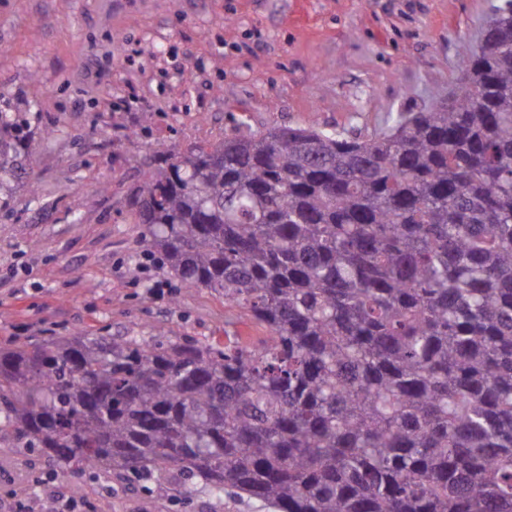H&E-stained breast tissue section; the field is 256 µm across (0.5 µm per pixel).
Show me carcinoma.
<instances>
[{
	"instance_id": "carcinoma-1",
	"label": "carcinoma",
	"mask_w": 512,
	"mask_h": 512,
	"mask_svg": "<svg viewBox=\"0 0 512 512\" xmlns=\"http://www.w3.org/2000/svg\"><path fill=\"white\" fill-rule=\"evenodd\" d=\"M150 152L158 262L267 336L1 347L0 446L270 512H512V0L385 130Z\"/></svg>"
}]
</instances>
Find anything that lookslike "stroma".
I'll return each instance as SVG.
<instances>
[{
	"instance_id": "stroma-1",
	"label": "stroma",
	"mask_w": 512,
	"mask_h": 512,
	"mask_svg": "<svg viewBox=\"0 0 512 512\" xmlns=\"http://www.w3.org/2000/svg\"><path fill=\"white\" fill-rule=\"evenodd\" d=\"M496 2L0 0V112L20 161L0 186V341H258L223 297L149 260L134 199L151 146L217 145L242 122L373 133L448 90ZM76 484L112 512H263L0 447V490L32 512Z\"/></svg>"
}]
</instances>
